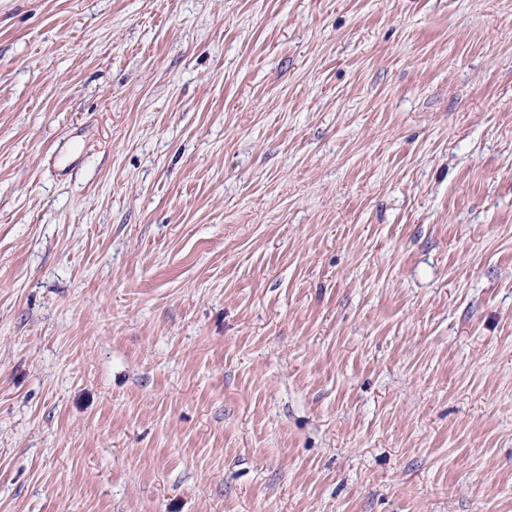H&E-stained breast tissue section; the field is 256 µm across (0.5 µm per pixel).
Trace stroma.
<instances>
[{
	"label": "stroma",
	"instance_id": "35a3bbf8",
	"mask_svg": "<svg viewBox=\"0 0 512 512\" xmlns=\"http://www.w3.org/2000/svg\"><path fill=\"white\" fill-rule=\"evenodd\" d=\"M0 512H512V0H0Z\"/></svg>",
	"mask_w": 512,
	"mask_h": 512
}]
</instances>
